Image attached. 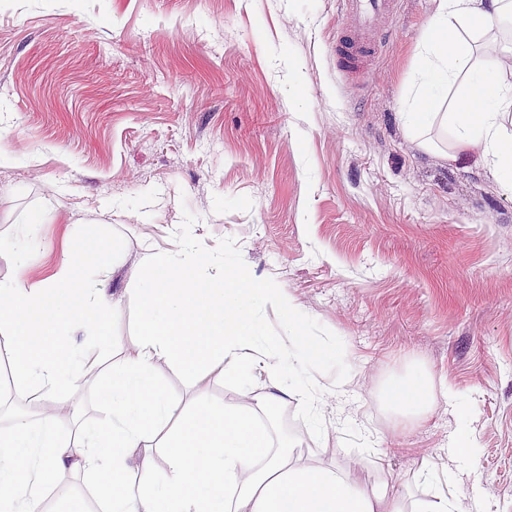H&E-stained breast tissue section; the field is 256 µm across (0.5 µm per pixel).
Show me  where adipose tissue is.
<instances>
[{
    "instance_id": "1",
    "label": "adipose tissue",
    "mask_w": 512,
    "mask_h": 512,
    "mask_svg": "<svg viewBox=\"0 0 512 512\" xmlns=\"http://www.w3.org/2000/svg\"><path fill=\"white\" fill-rule=\"evenodd\" d=\"M512 19V0H438L429 22L422 66L403 119L423 149L427 133L441 126L451 136L447 158L476 151L498 182L512 190V82L501 67L481 57L491 33ZM179 257L145 254L144 273L131 290L138 303L136 353L105 370L107 410L75 434L60 430L53 410L64 393L79 387L86 356L72 347L67 357L29 352L44 336L73 329L96 335L99 311L120 309L89 275L105 270L103 253L65 255L59 273L43 283L0 286V335L16 345V379L39 411L20 416L0 431V512H48L45 493L60 475L86 469L112 475L102 512H455V503L435 494L414 507L387 491L369 495L342 471L303 462L288 447L270 443L252 405L215 408L199 401L178 410L164 387L158 361L191 365L195 380L216 368L248 378L263 365L273 410L297 397L286 372L304 369L317 351L297 336L287 357L266 342L261 310L275 306L282 322L296 327L298 309L278 289L242 288L236 275L210 276V256L182 239ZM383 400L395 415L420 420L433 403L430 375L414 367L390 381ZM161 449L171 476L158 479L153 449Z\"/></svg>"
}]
</instances>
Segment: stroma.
I'll return each mask as SVG.
<instances>
[{
	"label": "stroma",
	"mask_w": 512,
	"mask_h": 512,
	"mask_svg": "<svg viewBox=\"0 0 512 512\" xmlns=\"http://www.w3.org/2000/svg\"><path fill=\"white\" fill-rule=\"evenodd\" d=\"M434 8L398 0L396 34L351 79L340 0H0V283L94 249L123 300L96 335L74 333L89 362L65 400L80 420L106 404L101 361L137 346L142 257L187 236L239 287L299 308L295 331L262 310L269 339L319 350L296 381L314 404L264 418L275 445L365 491L385 481L410 503L443 487L456 512H512V192L475 153L448 161L404 128ZM413 361L465 418L441 398L420 421L388 410L383 387ZM158 373L186 408L268 385L259 370L245 386Z\"/></svg>",
	"instance_id": "35a3bbf8"
}]
</instances>
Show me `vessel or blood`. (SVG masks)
Segmentation results:
<instances>
[{
  "instance_id": "obj_1",
  "label": "vessel or blood",
  "mask_w": 512,
  "mask_h": 512,
  "mask_svg": "<svg viewBox=\"0 0 512 512\" xmlns=\"http://www.w3.org/2000/svg\"><path fill=\"white\" fill-rule=\"evenodd\" d=\"M341 4L353 25L336 39V60L347 72L356 73L392 34L396 0H341Z\"/></svg>"
}]
</instances>
